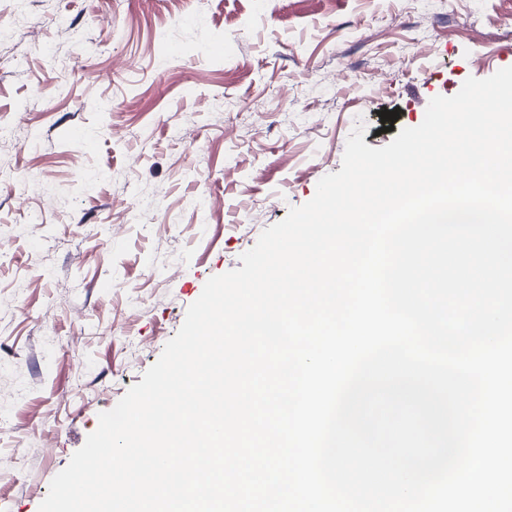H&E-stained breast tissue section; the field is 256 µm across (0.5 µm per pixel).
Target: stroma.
<instances>
[{
	"mask_svg": "<svg viewBox=\"0 0 512 512\" xmlns=\"http://www.w3.org/2000/svg\"><path fill=\"white\" fill-rule=\"evenodd\" d=\"M509 66L512 0H0V512H38L356 126L382 147Z\"/></svg>",
	"mask_w": 512,
	"mask_h": 512,
	"instance_id": "obj_1",
	"label": "stroma"
}]
</instances>
